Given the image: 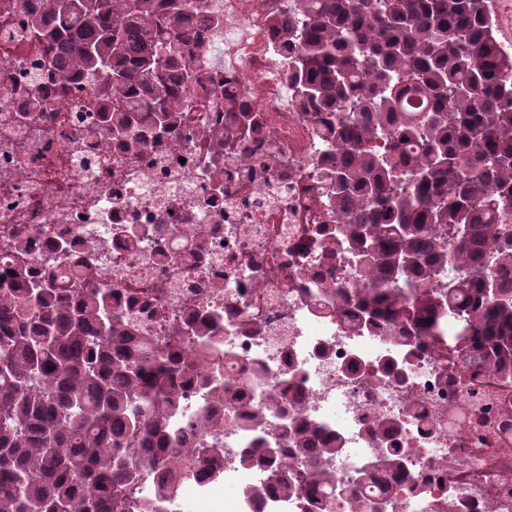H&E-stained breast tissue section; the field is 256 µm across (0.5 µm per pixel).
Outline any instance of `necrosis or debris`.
Returning <instances> with one entry per match:
<instances>
[{"label":"necrosis or debris","instance_id":"obj_1","mask_svg":"<svg viewBox=\"0 0 512 512\" xmlns=\"http://www.w3.org/2000/svg\"><path fill=\"white\" fill-rule=\"evenodd\" d=\"M40 2L0 0V249L32 240L26 260L39 273L91 262L113 303L158 345L185 332L187 314L210 323L222 339L225 394L266 409L263 424L248 423L208 403L197 384L183 386L173 427L184 431L208 409L223 416L205 441L223 449L224 472L181 475L168 512H318L279 494L270 468L242 465L241 450L260 439L275 447L309 426L314 442L338 437L342 451L323 467L349 489L379 457L368 431L378 416L392 421L403 464L382 512H427L430 497L448 498V512H512V375L452 364L448 322L438 338L403 342L371 326L349 331L323 293L362 279L353 254L330 259L318 243L333 160L311 115L282 92L288 63L269 19L286 0H203L192 63L212 78L210 92L177 135L147 138L137 157L89 133L90 77L38 67L23 16ZM31 82L41 90L34 100L19 92ZM228 86L260 130L247 150L216 162L205 147L224 122ZM189 239L199 248H186ZM183 340L198 345L186 332ZM245 484L262 489L261 503L241 495Z\"/></svg>","mask_w":512,"mask_h":512}]
</instances>
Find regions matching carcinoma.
Listing matches in <instances>:
<instances>
[{
  "label": "carcinoma",
  "mask_w": 512,
  "mask_h": 512,
  "mask_svg": "<svg viewBox=\"0 0 512 512\" xmlns=\"http://www.w3.org/2000/svg\"><path fill=\"white\" fill-rule=\"evenodd\" d=\"M92 15L42 0L26 19L48 55L75 76L98 82L90 133L138 154L143 123L154 138L180 128L189 109L179 89L204 87L191 65L200 0H97ZM289 58L288 90L312 114L335 162L325 184L339 227L321 229L325 256L348 249L367 287L355 293L347 329L379 321L400 341L432 336L452 314L462 337L452 357L492 375L512 371V55L502 52L482 0H288L271 20ZM252 110L224 91V127L212 131L220 158L256 134ZM384 142L376 152L371 143ZM0 292V512H159L174 473H216L222 448L171 451L170 419L178 378L216 392L217 330H192L194 355L162 357L112 306V289L57 286L33 276L23 255ZM455 274L423 291L416 279ZM380 465L399 473V449L386 447L392 424L374 420ZM134 442L147 453L157 485L151 497L130 488L142 479L132 456L112 447ZM258 447L241 462L266 463L284 494L320 503L350 495L319 470L299 484L283 456L316 465L340 452L317 448L303 430L289 447Z\"/></svg>",
  "instance_id": "obj_1"
}]
</instances>
